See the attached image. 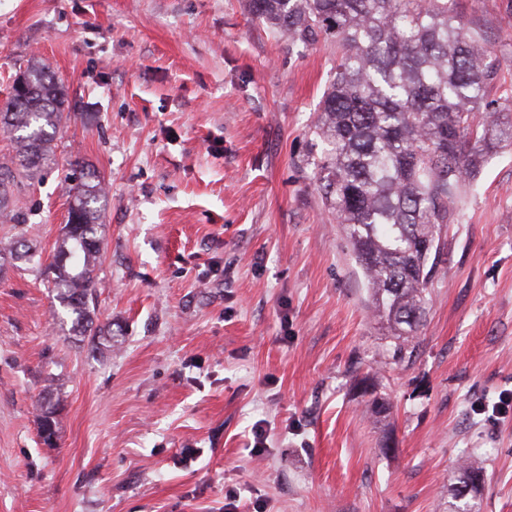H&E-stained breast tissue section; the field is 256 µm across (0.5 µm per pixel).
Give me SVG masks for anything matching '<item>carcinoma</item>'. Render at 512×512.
Segmentation results:
<instances>
[{
	"mask_svg": "<svg viewBox=\"0 0 512 512\" xmlns=\"http://www.w3.org/2000/svg\"><path fill=\"white\" fill-rule=\"evenodd\" d=\"M246 9L294 45L324 38L336 44L333 76L318 108L323 144L316 187L342 227L363 272L375 319L395 339L392 359L414 349L435 274L443 227L472 187L486 158L512 142V119L489 110L498 78L482 35L465 28L452 0H246ZM62 85L38 58L27 61L0 106V129L15 134L0 161V216L11 188L55 163L56 132L65 123ZM66 224L56 243L49 283L76 336H112L96 323L107 191L91 169L69 190ZM29 253L24 241L1 239L0 258ZM59 404L41 408L40 434L57 433ZM484 474L458 465L449 512H480L463 489Z\"/></svg>",
	"mask_w": 512,
	"mask_h": 512,
	"instance_id": "carcinoma-1",
	"label": "carcinoma"
}]
</instances>
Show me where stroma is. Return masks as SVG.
<instances>
[{
  "label": "stroma",
  "instance_id": "1",
  "mask_svg": "<svg viewBox=\"0 0 512 512\" xmlns=\"http://www.w3.org/2000/svg\"><path fill=\"white\" fill-rule=\"evenodd\" d=\"M454 8L512 115V0ZM333 53L243 0H0V102L36 56L71 107L55 165L0 219L36 256L0 262V512H225L231 489L237 512H448L467 457L481 512H512V416L474 411L512 391V144L443 228L419 349L395 362L315 186ZM81 162L109 188L96 349L45 277ZM40 434L43 441L52 444L57 433V417L59 412V403L48 404L41 407Z\"/></svg>",
  "mask_w": 512,
  "mask_h": 512
}]
</instances>
